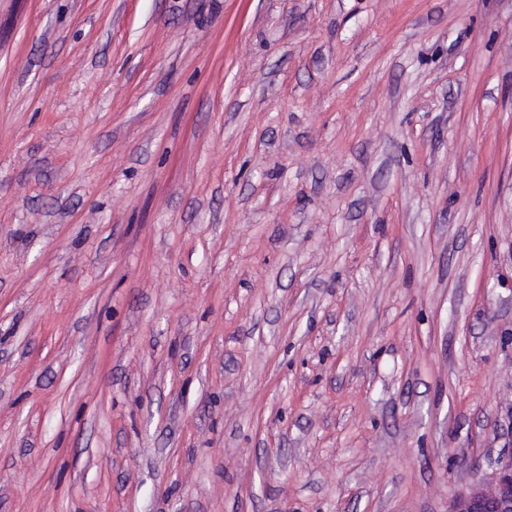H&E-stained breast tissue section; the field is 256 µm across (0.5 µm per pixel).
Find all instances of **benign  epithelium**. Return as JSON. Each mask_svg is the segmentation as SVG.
Instances as JSON below:
<instances>
[{
	"label": "benign epithelium",
	"instance_id": "obj_1",
	"mask_svg": "<svg viewBox=\"0 0 512 512\" xmlns=\"http://www.w3.org/2000/svg\"><path fill=\"white\" fill-rule=\"evenodd\" d=\"M448 512H512V451L493 462L490 478L458 493Z\"/></svg>",
	"mask_w": 512,
	"mask_h": 512
}]
</instances>
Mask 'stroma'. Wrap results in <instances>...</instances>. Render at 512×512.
Instances as JSON below:
<instances>
[{"mask_svg":"<svg viewBox=\"0 0 512 512\" xmlns=\"http://www.w3.org/2000/svg\"><path fill=\"white\" fill-rule=\"evenodd\" d=\"M512 449V0H0V512H448Z\"/></svg>","mask_w":512,"mask_h":512,"instance_id":"obj_1","label":"stroma"}]
</instances>
